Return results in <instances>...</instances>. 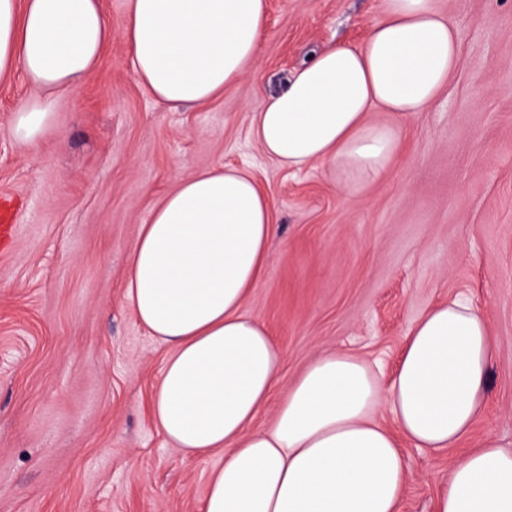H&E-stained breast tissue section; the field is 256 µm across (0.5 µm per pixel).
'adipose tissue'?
Here are the masks:
<instances>
[{"label":"adipose tissue","instance_id":"1","mask_svg":"<svg viewBox=\"0 0 512 512\" xmlns=\"http://www.w3.org/2000/svg\"><path fill=\"white\" fill-rule=\"evenodd\" d=\"M126 19L137 81L157 101L201 105L255 73L267 0H126ZM111 37L101 0H0V77L19 69L42 91L17 106L8 135L36 145L55 92L77 89ZM460 42L433 0H382L362 43L313 50L253 113L251 132L281 167L330 164L357 188L387 169L402 123L447 87ZM272 224L269 193L222 165L181 178L140 225L125 296L169 350L153 418L182 451L223 450L205 512H402L401 441L441 450L468 436L487 408L496 339L453 299L415 321L389 388L362 358L324 353L274 398L283 355L245 311ZM271 404L272 425L254 429ZM383 409L396 429L377 421ZM434 512H512V450L484 437L452 467Z\"/></svg>","mask_w":512,"mask_h":512}]
</instances>
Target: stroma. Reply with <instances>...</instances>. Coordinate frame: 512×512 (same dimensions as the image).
I'll use <instances>...</instances> for the list:
<instances>
[{"mask_svg":"<svg viewBox=\"0 0 512 512\" xmlns=\"http://www.w3.org/2000/svg\"><path fill=\"white\" fill-rule=\"evenodd\" d=\"M461 30L460 63L403 148L358 192L335 169L280 167L249 117L314 48L359 44L382 0H268L258 74L201 106L136 82L126 0H102L112 40L31 148L5 132L36 96L0 78V512H203L218 452L188 455L154 423L165 346L124 296L141 224L181 177L221 164L273 200L266 272L245 307L283 351L282 380L348 352L389 386L404 338L467 295L496 338L488 407L466 442L512 443V0H434ZM403 512H432L461 454L404 444Z\"/></svg>","mask_w":512,"mask_h":512,"instance_id":"stroma-1","label":"stroma"}]
</instances>
